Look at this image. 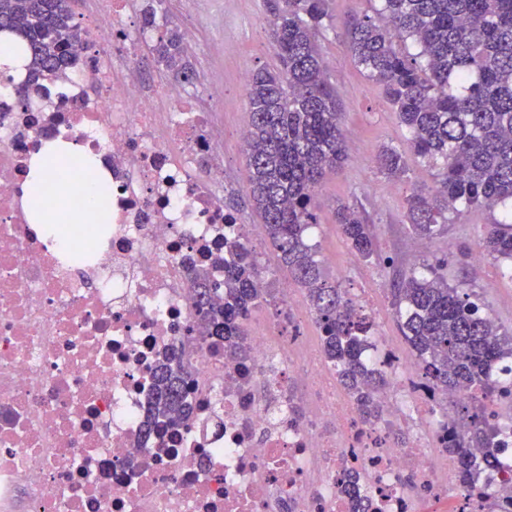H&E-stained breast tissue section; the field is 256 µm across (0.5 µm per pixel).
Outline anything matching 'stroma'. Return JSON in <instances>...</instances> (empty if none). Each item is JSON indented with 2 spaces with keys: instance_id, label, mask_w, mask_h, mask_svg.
Here are the masks:
<instances>
[{
  "instance_id": "stroma-1",
  "label": "stroma",
  "mask_w": 512,
  "mask_h": 512,
  "mask_svg": "<svg viewBox=\"0 0 512 512\" xmlns=\"http://www.w3.org/2000/svg\"><path fill=\"white\" fill-rule=\"evenodd\" d=\"M170 12L158 14L156 32L167 24H180L189 15L196 37L187 45L188 62L196 74L197 93L210 94L209 70L224 72L221 119L224 123V192L247 193V169L238 141L248 103L247 88L238 81L240 65L272 67L277 63L271 48L266 0H176ZM372 11L370 0H333L331 17L317 38L327 76L342 106V124L348 157L336 174L319 189L313 207L318 222L312 241L325 270L336 277L350 296L368 306L393 342L402 336L386 289L395 271L423 258H444L449 285L465 282L484 311L499 325L512 328V277L503 274L492 259L475 263L473 253L486 227L501 220V209L474 208L449 218L447 234L433 239L415 235L406 220L409 179L381 174L374 156L384 145L405 147L406 132L379 87L355 63L346 30L352 16ZM355 203L365 210L376 238L372 262L357 259L334 224L337 202Z\"/></svg>"
}]
</instances>
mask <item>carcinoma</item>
<instances>
[{
	"label": "carcinoma",
	"mask_w": 512,
	"mask_h": 512,
	"mask_svg": "<svg viewBox=\"0 0 512 512\" xmlns=\"http://www.w3.org/2000/svg\"><path fill=\"white\" fill-rule=\"evenodd\" d=\"M70 2L0 0V32L26 43L27 80L13 86L18 96L69 65L67 49L82 39ZM380 2L378 18H354L346 39L409 132L408 149L433 169L434 185L414 187L407 199L411 230L434 238L448 231V214L462 206L512 205V0ZM268 12L278 65L256 68L248 80L249 200L279 268L305 292L339 384L364 419L378 421L383 411L376 395L385 376L362 358L372 335L370 316L324 274L308 241L316 225L315 192L346 160L341 104L316 43L330 18L329 0H268ZM400 42L411 47L401 49ZM150 53L174 78L193 79L178 28L166 29ZM406 150L381 148L375 155L380 171L405 176ZM335 224L355 256L369 261L376 255L371 225L358 206L338 204ZM482 250L512 276V209L507 219L488 225ZM443 264L425 259L399 272L391 296L425 382L470 396L462 410L470 428L453 434L447 446L458 456L461 490L492 495L487 469L496 433L486 415L502 388L499 373L512 372V329L483 314L469 289L448 285ZM258 277L252 251L230 239L224 240V288L200 271L191 274L196 331L212 350L227 343L247 353L245 322L268 296L255 287ZM186 380L177 355L159 361L148 432L161 438L188 416ZM472 447L483 449L482 457L470 453Z\"/></svg>",
	"instance_id": "carcinoma-1"
}]
</instances>
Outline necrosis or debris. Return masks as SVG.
I'll return each mask as SVG.
<instances>
[{
  "label": "necrosis or debris",
  "instance_id": "4bbe7bcc",
  "mask_svg": "<svg viewBox=\"0 0 512 512\" xmlns=\"http://www.w3.org/2000/svg\"><path fill=\"white\" fill-rule=\"evenodd\" d=\"M86 5L71 73L25 99L0 92V512H355L357 496L366 512H512V418L487 415L496 497L457 490L445 442L468 394L429 390L377 330L365 358L387 380L384 415L363 422L297 328L289 281L250 323L248 355L190 340V268L223 281L225 238L251 248L263 231L214 192L224 152L207 99L144 77L150 35L132 0ZM60 138L93 155L57 184L64 249L31 224L22 191L32 155ZM100 179L112 221L80 223V186ZM171 352L192 364L193 414L159 449L142 422Z\"/></svg>",
  "mask_w": 512,
  "mask_h": 512
}]
</instances>
